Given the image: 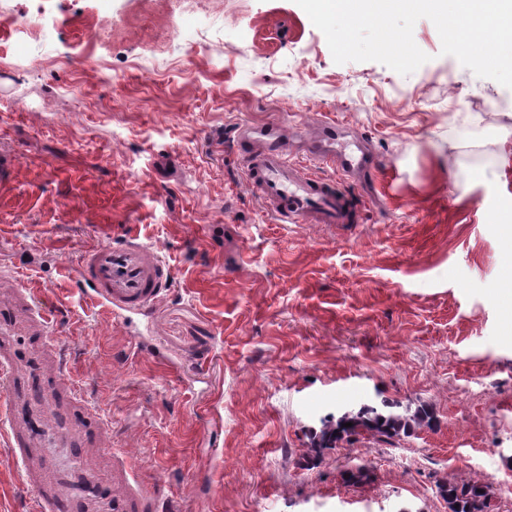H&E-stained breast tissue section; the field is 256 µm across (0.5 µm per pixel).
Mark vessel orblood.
Instances as JSON below:
<instances>
[{"label": "vessel or blood", "mask_w": 512, "mask_h": 512, "mask_svg": "<svg viewBox=\"0 0 512 512\" xmlns=\"http://www.w3.org/2000/svg\"><path fill=\"white\" fill-rule=\"evenodd\" d=\"M323 136L318 152L307 164L294 162L279 141L280 126L244 124L239 136L245 145L241 161L249 183L269 213L281 224H346L352 211L348 194L309 171V164L350 171L363 158L338 140L339 123L320 125ZM84 294L122 320L142 314L167 288L169 267L147 244L130 238L88 251L75 271Z\"/></svg>", "instance_id": "b4317fda"}]
</instances>
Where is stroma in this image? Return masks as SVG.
I'll return each mask as SVG.
<instances>
[{"label":"stroma","instance_id":"1","mask_svg":"<svg viewBox=\"0 0 512 512\" xmlns=\"http://www.w3.org/2000/svg\"><path fill=\"white\" fill-rule=\"evenodd\" d=\"M401 75L335 63L295 0H10L0 14V265L53 318L18 317L0 420L65 418L79 466L131 512H448V476L512 483V90L442 54ZM343 124L350 224H279L237 157L243 124ZM149 243L171 285L133 326L77 288L83 254ZM74 384L68 395L64 383ZM429 401L405 447L303 468L320 417ZM373 468L346 483L350 462ZM43 448L0 434V512H57Z\"/></svg>","mask_w":512,"mask_h":512}]
</instances>
